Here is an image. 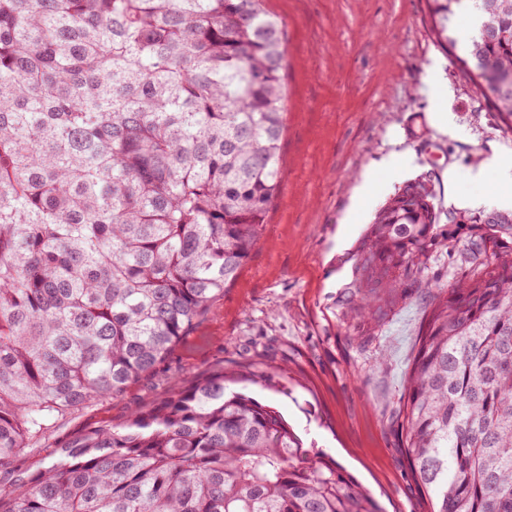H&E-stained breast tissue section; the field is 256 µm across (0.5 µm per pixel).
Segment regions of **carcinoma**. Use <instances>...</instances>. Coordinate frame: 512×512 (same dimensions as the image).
<instances>
[{"label": "carcinoma", "instance_id": "1", "mask_svg": "<svg viewBox=\"0 0 512 512\" xmlns=\"http://www.w3.org/2000/svg\"><path fill=\"white\" fill-rule=\"evenodd\" d=\"M463 12L473 20L457 35ZM512 130V0H425ZM285 38L263 0H0V512H381L273 406L208 369L121 426L17 458L151 375L261 236L284 171ZM375 212L339 320L428 298L401 437L431 512H512V211Z\"/></svg>", "mask_w": 512, "mask_h": 512}]
</instances>
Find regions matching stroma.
I'll list each match as a JSON object with an SVG mask.
<instances>
[{
	"instance_id": "stroma-1",
	"label": "stroma",
	"mask_w": 512,
	"mask_h": 512,
	"mask_svg": "<svg viewBox=\"0 0 512 512\" xmlns=\"http://www.w3.org/2000/svg\"><path fill=\"white\" fill-rule=\"evenodd\" d=\"M285 34L288 91L280 195L236 281L159 364L118 398L60 421L46 448L124 424L231 361L282 368L236 390L274 405L369 489L383 512H429L412 479L399 424L425 300L398 302L379 336H354L335 302L375 211L405 182L429 178L441 207H498L497 161L512 156L478 91L433 41L423 0H265ZM448 114L449 133L428 119ZM458 177L447 182L444 173Z\"/></svg>"
}]
</instances>
